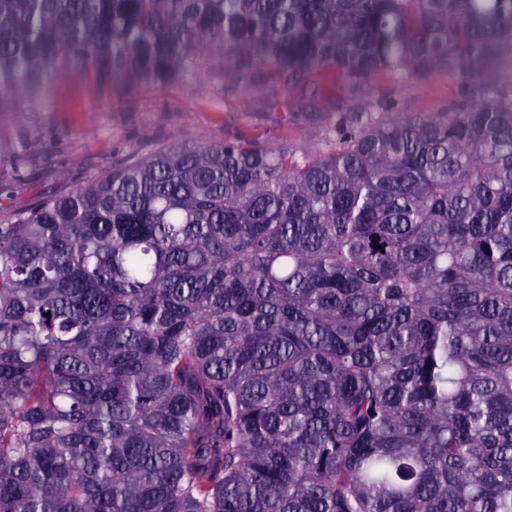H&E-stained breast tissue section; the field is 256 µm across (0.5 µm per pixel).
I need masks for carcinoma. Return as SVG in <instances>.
Segmentation results:
<instances>
[{"instance_id": "1", "label": "carcinoma", "mask_w": 512, "mask_h": 512, "mask_svg": "<svg viewBox=\"0 0 512 512\" xmlns=\"http://www.w3.org/2000/svg\"><path fill=\"white\" fill-rule=\"evenodd\" d=\"M502 50L512 0H0L1 93L228 56L461 80L317 156L162 145L0 224V512H512Z\"/></svg>"}]
</instances>
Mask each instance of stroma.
<instances>
[{"label": "stroma", "instance_id": "stroma-1", "mask_svg": "<svg viewBox=\"0 0 512 512\" xmlns=\"http://www.w3.org/2000/svg\"><path fill=\"white\" fill-rule=\"evenodd\" d=\"M460 78L447 68L398 82L376 74L369 84L341 75L269 79L255 68L247 80L199 60L194 70L161 86L127 79L100 93L83 72L67 70L39 95H0V145L26 139L22 176L0 161V224L29 212L47 192L63 193L131 155L164 144L201 145L266 133L271 146L321 149L319 134L335 116L374 111L377 102L405 116L447 111L460 94Z\"/></svg>", "mask_w": 512, "mask_h": 512}]
</instances>
